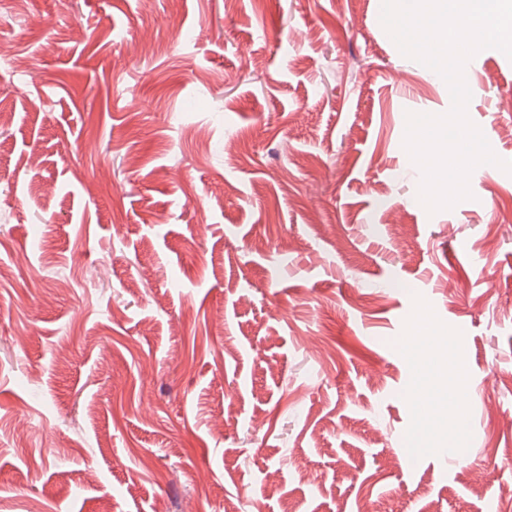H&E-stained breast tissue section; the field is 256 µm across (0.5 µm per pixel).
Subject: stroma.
<instances>
[{
  "label": "stroma",
  "instance_id": "obj_1",
  "mask_svg": "<svg viewBox=\"0 0 512 512\" xmlns=\"http://www.w3.org/2000/svg\"><path fill=\"white\" fill-rule=\"evenodd\" d=\"M380 4L0 0V512H512V175L427 213L405 114L450 93ZM421 376L471 456L402 459Z\"/></svg>",
  "mask_w": 512,
  "mask_h": 512
}]
</instances>
